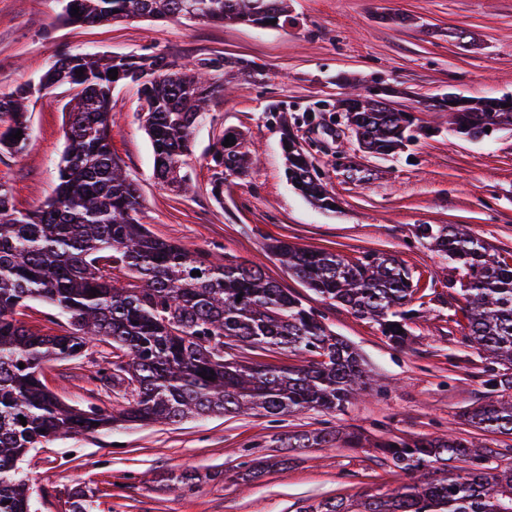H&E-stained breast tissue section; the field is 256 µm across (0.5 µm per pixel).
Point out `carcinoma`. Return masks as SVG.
I'll list each match as a JSON object with an SVG mask.
<instances>
[{"label":"carcinoma","instance_id":"cac0c4a2","mask_svg":"<svg viewBox=\"0 0 512 512\" xmlns=\"http://www.w3.org/2000/svg\"><path fill=\"white\" fill-rule=\"evenodd\" d=\"M134 17L271 29L294 23L288 0H64L59 14L61 21L77 26ZM227 67L229 61L221 56L200 58L188 67L162 55L64 53L39 77L44 95L61 85L75 94L55 197L24 213L0 183V512H35L20 464L60 436L93 433L118 422L167 423L246 411L279 417L310 408L336 412L372 388L356 349L260 265L229 258L213 262L155 236L141 222L137 187L112 156V93L127 83L137 86L159 162L155 175L162 183L182 185L189 180L185 164L198 112L213 91L209 77L224 75ZM114 68L113 80L108 71ZM30 101L27 83L0 99V114L7 117L0 147L10 153H20L29 139ZM448 102V123L470 140L484 136L491 125L512 127L511 97L452 94ZM317 111L343 113L359 146L371 154L394 155L412 139V113L371 96L350 93L320 103ZM19 130L17 140L13 134ZM232 139L233 145L220 143L210 154L217 199L224 194V174L241 173L250 164L239 137ZM288 146L292 187L315 207L333 205L312 175L306 152L291 139ZM419 235L461 275L466 339L492 364L489 396L469 412V420L484 432L512 434V262L456 224H421ZM267 251L329 306L348 308L375 322L391 344H404L415 315L408 308L415 288L396 257L372 254L352 262L282 239L271 240ZM196 270L200 274L192 275ZM32 300L57 308L66 317V329L52 335L28 329L16 314ZM399 328L403 333H397ZM97 337L122 352L101 380L131 388L127 406L113 412L67 405L41 379L44 365L81 358ZM245 347L286 350L304 364L236 359L233 350ZM343 439L354 446L361 442L354 433L321 430L293 437L288 447L332 446ZM375 447L410 477L450 461L471 468L391 492L321 500L299 512H512V466H488L499 452L479 440L394 437Z\"/></svg>","mask_w":512,"mask_h":512}]
</instances>
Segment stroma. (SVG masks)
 <instances>
[{"label": "stroma", "mask_w": 512, "mask_h": 512, "mask_svg": "<svg viewBox=\"0 0 512 512\" xmlns=\"http://www.w3.org/2000/svg\"><path fill=\"white\" fill-rule=\"evenodd\" d=\"M62 7L61 0H0V95L37 79L63 52L160 54L180 64L223 56L261 72L258 80L237 75L234 91L216 93L199 115L186 189L157 180L130 84L112 96V152L136 184L143 222L155 235L218 262L230 256L261 264L357 348L375 384L331 414L212 415L58 438L22 464L38 512H72L79 490L91 495L93 512H298L403 484L377 441L476 437L466 413L488 393L489 362L464 342L459 289L417 229L463 224L512 259V130L472 141L451 131L447 111L436 106L451 92L512 94V0H292L298 23L285 30L199 20L73 26L59 21ZM396 14L406 23H393ZM348 77L366 92L389 90L392 106L413 114L419 130L402 152L364 153L340 113L318 111L320 102L342 96ZM72 95L61 86L31 104L24 152H0V182L18 210L55 193ZM227 131L242 134L259 161L228 176L217 199L209 153ZM289 136L320 171L334 210L310 205L290 185ZM272 239L353 262L369 253L398 258L417 286L407 342L391 346L373 322L320 301L267 253ZM115 356L111 342H93L79 360L47 364L43 381L66 404L120 408L125 389L96 378ZM322 429L360 434L362 444L283 450L288 438ZM283 454L291 458L286 467L240 488L238 476L252 461Z\"/></svg>", "instance_id": "obj_1"}]
</instances>
